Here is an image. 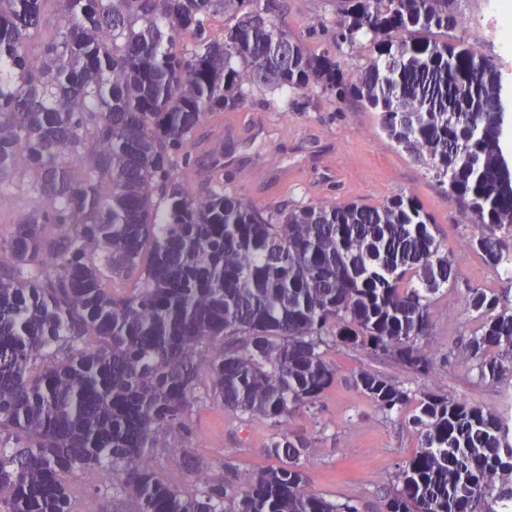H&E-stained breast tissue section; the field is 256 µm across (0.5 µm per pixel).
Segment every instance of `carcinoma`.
<instances>
[{
    "label": "carcinoma",
    "instance_id": "carcinoma-1",
    "mask_svg": "<svg viewBox=\"0 0 512 512\" xmlns=\"http://www.w3.org/2000/svg\"><path fill=\"white\" fill-rule=\"evenodd\" d=\"M44 0H0V181L24 178L36 206L0 251V504L71 512L66 477L92 498L120 490L139 512H358L303 491L311 440L290 417L311 407L336 370L321 348L366 347L415 374L430 306L457 287L419 200L322 203L267 211L224 190L191 193V172L221 175L224 143L196 151L208 114L283 91L295 112L317 94L376 113L380 129L433 173L480 233L467 247L512 269L509 112L499 65L452 32L453 0H331L339 21L313 34L282 24L286 0H58L63 24L34 55ZM223 18L222 34L211 21ZM366 49L341 68L343 47ZM138 274L130 295L107 275ZM477 327L465 342L478 376L495 380L512 353L509 291L469 287ZM246 423L274 429L279 465L203 479L185 494L157 475L152 450L199 461L190 433L201 376ZM355 387L383 412L413 408L421 450L403 465L387 512H501L493 479L512 472L502 416L371 372Z\"/></svg>",
    "mask_w": 512,
    "mask_h": 512
}]
</instances>
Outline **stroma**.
<instances>
[{"mask_svg": "<svg viewBox=\"0 0 512 512\" xmlns=\"http://www.w3.org/2000/svg\"><path fill=\"white\" fill-rule=\"evenodd\" d=\"M454 8L465 24L458 37L473 44L478 53L496 58L506 82L512 84V53L501 45L498 23L490 18L486 0H455ZM336 15L329 0H288L283 17L289 32L308 38L318 24H332ZM281 92L266 94L264 102L223 112L203 119L195 133L199 142L221 137L225 128H234L239 139L235 150L253 159L252 171H225L221 180L226 190L248 201L274 210L281 204L316 205L324 201L356 202L377 206L398 194H414L433 216L436 237L441 245L461 247L459 286L442 290L431 306L432 326L420 343L434 359L432 372L413 377L370 350L336 346L326 349L325 359L336 368V381L310 410L294 416L291 425L312 441L304 462L303 490L331 501L357 503L359 512H386L400 466L421 446L411 424V409L383 413L354 386L360 370L389 375L406 387L461 399L494 413H501L504 397L512 392V357L508 371L500 379H480L468 359L464 343L476 326L473 314L463 304L465 286L499 289L504 280L498 270L486 265L475 253L465 250L466 241L476 234L466 223L454 197L446 194L425 166L398 149L377 125L374 113L354 104L318 99L315 109L293 112L285 106ZM263 128V137L254 139V128ZM324 148L320 162L303 155H284L276 144L282 140ZM282 168L288 172L284 187L265 185V172ZM191 434L182 445L203 467L187 469L181 457L165 449H155L159 477L182 491L191 492L200 476L212 479L224 474L223 463L232 460L241 473L273 465L264 452L272 429L260 418L242 423L236 411L214 397L198 401L190 418ZM72 512H137L134 500L118 496L91 503L89 486L81 473L67 479Z\"/></svg>", "mask_w": 512, "mask_h": 512, "instance_id": "stroma-1", "label": "stroma"}]
</instances>
